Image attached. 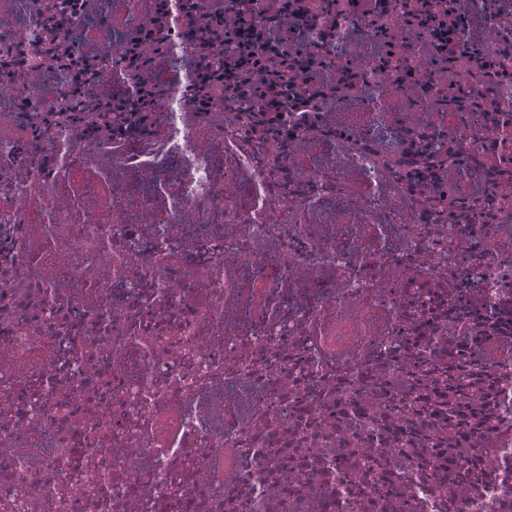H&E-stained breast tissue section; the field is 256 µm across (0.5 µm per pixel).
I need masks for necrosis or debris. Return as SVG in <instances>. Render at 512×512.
Here are the masks:
<instances>
[{
	"label": "necrosis or debris",
	"instance_id": "obj_1",
	"mask_svg": "<svg viewBox=\"0 0 512 512\" xmlns=\"http://www.w3.org/2000/svg\"><path fill=\"white\" fill-rule=\"evenodd\" d=\"M0 512H512V0H0Z\"/></svg>",
	"mask_w": 512,
	"mask_h": 512
}]
</instances>
